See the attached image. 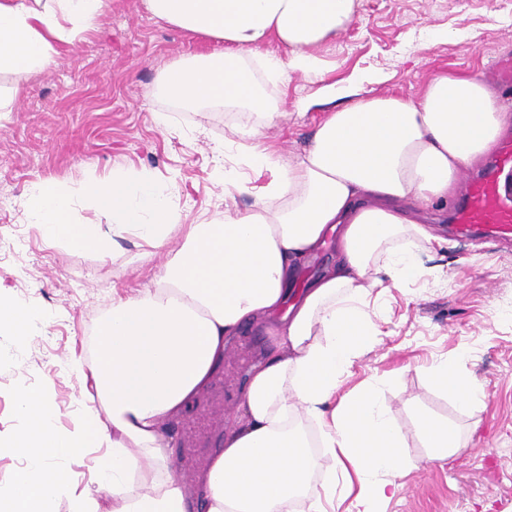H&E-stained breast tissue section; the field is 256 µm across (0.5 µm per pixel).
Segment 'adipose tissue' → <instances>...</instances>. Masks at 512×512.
Returning <instances> with one entry per match:
<instances>
[{
  "instance_id": "1",
  "label": "adipose tissue",
  "mask_w": 512,
  "mask_h": 512,
  "mask_svg": "<svg viewBox=\"0 0 512 512\" xmlns=\"http://www.w3.org/2000/svg\"><path fill=\"white\" fill-rule=\"evenodd\" d=\"M150 18L224 44L166 68L164 93L203 110L221 104L243 115L234 133L270 182L245 211L185 224L149 174L88 178L77 187L33 185L28 213L47 241L77 252H106L109 237L135 234L169 259L151 287L113 300L97 329L92 360L70 369L96 405H82L70 429L55 425L46 393L19 389V428L0 451L23 467L0 486V512H327L331 490L350 512H379L408 468L402 428L373 387L337 398L353 361L381 334L377 302L390 287L424 277L420 260L439 237L426 222L447 202L463 167L490 152L504 121L500 98L480 77L441 72L420 99L364 96L328 112L306 152L282 163L256 146L280 118L264 83L299 74L324 79L315 53L353 15L354 0H143ZM104 0H0V74L14 82L47 68L60 47L93 30ZM277 42L284 55L268 51ZM112 224L104 235L101 218ZM336 259L299 282L307 257L326 242ZM248 324L273 340L249 371L239 407L211 464L195 485L172 466L170 422L208 383L227 343ZM460 358L428 370L459 406H479L480 383ZM417 426L441 461L463 447L453 423L421 414ZM106 446L92 482L99 497L74 496L71 459ZM330 457L334 480L319 478Z\"/></svg>"
}]
</instances>
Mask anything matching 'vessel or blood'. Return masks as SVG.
Wrapping results in <instances>:
<instances>
[{"label": "vessel or blood", "instance_id": "b4317fda", "mask_svg": "<svg viewBox=\"0 0 512 512\" xmlns=\"http://www.w3.org/2000/svg\"><path fill=\"white\" fill-rule=\"evenodd\" d=\"M458 233L483 232L494 238H512V137H505L493 158L471 177L456 209Z\"/></svg>", "mask_w": 512, "mask_h": 512}]
</instances>
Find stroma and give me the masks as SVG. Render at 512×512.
Wrapping results in <instances>:
<instances>
[{"instance_id": "35a3bbf8", "label": "stroma", "mask_w": 512, "mask_h": 512, "mask_svg": "<svg viewBox=\"0 0 512 512\" xmlns=\"http://www.w3.org/2000/svg\"><path fill=\"white\" fill-rule=\"evenodd\" d=\"M221 49L150 18L142 0H105L95 29L30 75L13 111L0 115V237L26 241L20 253L0 252V294L36 314L22 345L0 334V431L17 426L14 394L23 386L46 388L57 427H71L85 393L69 360L88 357L113 299L150 285L167 260L131 235L104 255L51 246L27 215L32 184L146 172L186 224L253 205L251 195L225 201L220 179L233 172L259 186L264 176L253 174L236 146L220 156L211 148L232 138L238 114L220 106L196 110L160 87L161 71L175 60ZM316 54L323 83L295 74L264 87L281 117L263 128V140L285 162L307 149L326 117L321 84L341 89L372 74L376 80L364 91L417 98L431 77L448 71L497 85L498 62L512 60V0H355L351 21ZM157 112L169 115L168 128L156 126ZM442 236L422 257L433 277L388 292L381 340L349 367L342 390L378 381L404 430L411 467L385 512H512V241L460 238L448 227ZM269 343L257 328L229 342L218 370L225 416L235 412L242 384ZM463 350V371L485 391L483 403L467 413L427 375L433 362ZM419 410L456 421L465 447L448 460H428L414 422Z\"/></svg>"}]
</instances>
